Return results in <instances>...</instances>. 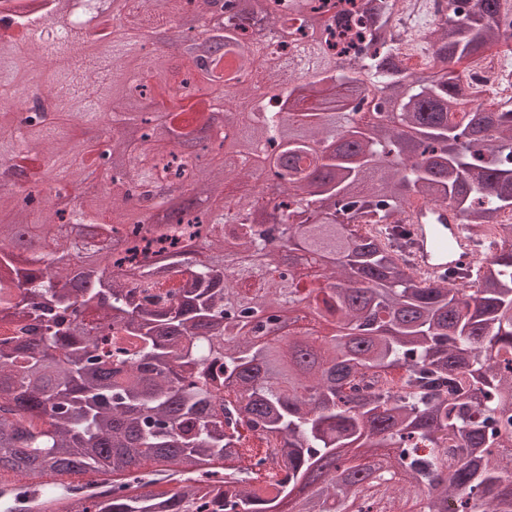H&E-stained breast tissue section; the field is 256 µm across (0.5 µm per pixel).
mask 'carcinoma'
I'll list each match as a JSON object with an SVG mask.
<instances>
[{"label":"carcinoma","instance_id":"obj_1","mask_svg":"<svg viewBox=\"0 0 512 512\" xmlns=\"http://www.w3.org/2000/svg\"><path fill=\"white\" fill-rule=\"evenodd\" d=\"M77 24L54 56L53 83L29 103L44 64L35 32L46 17H76L70 0L32 15L9 0L0 20V176L23 193L0 194V320L22 336L0 339V469L107 473L112 491L70 496L67 512H350L363 499L392 512H512V100L487 109L453 68L476 61L512 28L501 0H446L428 45L431 64L405 74L387 33L395 0H368L376 36L337 52L328 36L340 13L311 0H226L231 29L213 52L164 67L146 45L190 10L206 31L212 0H141L147 24L123 22L131 0ZM302 41L303 67L288 96L248 79L282 68L280 50ZM345 56L354 73L336 67ZM246 90L247 119L226 139L208 135L212 96ZM393 107L394 125L353 123L369 89ZM111 112L95 111L100 98ZM121 124L112 139L132 166L110 175L112 200L33 205L52 159L68 185L86 180L98 145L72 157L74 124ZM201 147L187 162L168 136ZM344 136L352 147L316 146ZM414 147L423 165H393ZM264 153L282 168L276 205L282 237L298 253L281 267L271 230L251 220L266 207L250 170L223 162ZM177 179L198 193L242 186L233 209L196 203L171 224L145 227L123 205L138 182ZM414 202L451 203L482 251L496 254L470 288L431 285L405 270L400 251L360 224H393ZM19 224L36 239L16 244ZM68 224L95 226L93 249L108 274L81 295L68 270L48 262L47 240ZM120 239L114 250L103 243ZM183 285L155 289L171 273ZM364 286L354 296L336 287ZM307 310L327 340L302 330L259 337L279 314ZM395 389L361 394L354 381L381 371ZM245 424L247 431L240 430ZM166 471L173 494L150 489Z\"/></svg>","mask_w":512,"mask_h":512}]
</instances>
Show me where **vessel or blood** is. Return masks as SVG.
Masks as SVG:
<instances>
[{"label":"vessel or blood","instance_id":"obj_1","mask_svg":"<svg viewBox=\"0 0 512 512\" xmlns=\"http://www.w3.org/2000/svg\"><path fill=\"white\" fill-rule=\"evenodd\" d=\"M400 221L412 233L406 252L417 278L437 282L448 271L469 270L477 262L476 247L464 235L462 216L452 205L414 204L404 209Z\"/></svg>","mask_w":512,"mask_h":512}]
</instances>
